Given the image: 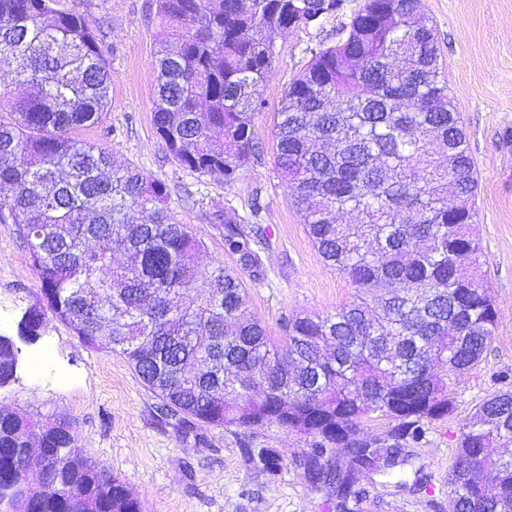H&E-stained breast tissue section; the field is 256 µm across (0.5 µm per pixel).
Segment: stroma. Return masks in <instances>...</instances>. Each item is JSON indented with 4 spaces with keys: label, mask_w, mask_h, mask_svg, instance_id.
Here are the masks:
<instances>
[{
    "label": "stroma",
    "mask_w": 512,
    "mask_h": 512,
    "mask_svg": "<svg viewBox=\"0 0 512 512\" xmlns=\"http://www.w3.org/2000/svg\"><path fill=\"white\" fill-rule=\"evenodd\" d=\"M63 3L99 24L112 75L108 112L84 137L166 185L170 210L205 243L198 287L206 286L216 262L239 266L224 244L222 224L236 217L270 241L262 274L244 275L250 308L270 335L282 336L284 319L331 312L349 300L350 283L321 260L278 177L273 131L280 100L312 50L331 45L333 30L364 0H342L336 15L274 34L276 54L255 117L261 158L229 185L222 176L179 166L153 128L159 30L153 0ZM421 8L435 26L444 75L468 136L478 179L482 270L498 327L478 368L453 379V416L424 422L425 436L409 446L406 464L385 475H360L361 495L348 500L350 512H448V470L463 425L487 397L512 387V0H421ZM256 201L263 209L255 217ZM41 302L26 245L14 225L0 223V335L17 338L24 313ZM19 347L16 379L0 388V405L72 421L88 461L124 481L142 512H336L335 496L306 474V434L275 425L196 421L185 427L160 417L156 397L122 356L85 348L58 322ZM249 448L276 451L280 471L272 476L253 469Z\"/></svg>",
    "instance_id": "stroma-1"
}]
</instances>
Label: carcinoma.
<instances>
[{
  "label": "carcinoma",
  "instance_id": "obj_1",
  "mask_svg": "<svg viewBox=\"0 0 512 512\" xmlns=\"http://www.w3.org/2000/svg\"><path fill=\"white\" fill-rule=\"evenodd\" d=\"M152 122L169 155L233 182L260 156L253 122L271 70L269 34L306 24L322 0H155ZM32 93L0 118V222L17 227L44 305L19 333L66 325L89 349L123 356L158 410L244 428L276 424L311 437L308 478L346 498L357 475L381 474L420 423L453 414L450 381L476 369L498 314L480 268L468 138L420 0H366L311 51L281 100L276 166L323 262L351 283L349 301L269 335L251 311L239 269L215 264L197 291L203 241L166 204L167 188L79 138L103 121L112 75L88 16L60 0H0V78ZM224 134V145L211 143ZM356 215L341 223L339 214ZM229 248L261 274L244 221L224 220ZM18 347L0 336V387ZM375 412L396 421L393 443L352 435ZM512 390L486 398L463 426L448 472L449 512L512 505ZM51 448L39 481L15 452ZM343 449L348 467L329 458ZM484 455L490 480L466 472ZM252 465L281 468L269 448ZM0 498L5 512H142L117 477L91 467L73 427L0 405Z\"/></svg>",
  "mask_w": 512,
  "mask_h": 512
}]
</instances>
